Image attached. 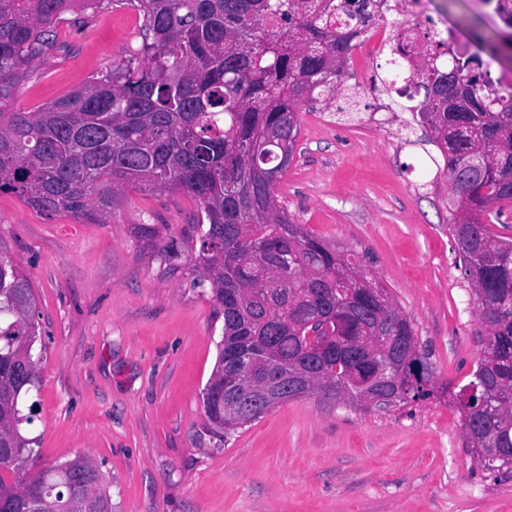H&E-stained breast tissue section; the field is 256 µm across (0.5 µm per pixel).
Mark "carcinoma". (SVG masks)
<instances>
[{
    "instance_id": "cac0c4a2",
    "label": "carcinoma",
    "mask_w": 512,
    "mask_h": 512,
    "mask_svg": "<svg viewBox=\"0 0 512 512\" xmlns=\"http://www.w3.org/2000/svg\"><path fill=\"white\" fill-rule=\"evenodd\" d=\"M104 0H0V192L42 212L105 224L128 189L178 190L202 206L193 285L209 290L223 316L222 339L203 392L213 429L229 434L224 353L264 354L252 376L274 368L310 375L312 392L338 401V375L305 347L298 326L314 316L359 310L343 345L361 361L379 341L406 345L393 387L401 405L427 395L409 315L352 256L329 248L281 205L266 171L294 156L299 111L314 93L341 82L354 40L380 20V0H136L145 64L115 67L41 112L4 106L34 61L55 47L52 25ZM512 49L489 29L476 55L453 66L415 67L424 91L417 109L448 172L450 232L473 286L485 329L473 380L460 396L465 446L488 470L512 469V239L483 215L512 203V103L494 106L477 77H459L479 52ZM454 82H448V75ZM35 295L27 274L0 243V512H95L110 478L78 454L25 476L33 439L21 399L38 385ZM13 473V483L3 474Z\"/></svg>"
}]
</instances>
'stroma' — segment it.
<instances>
[{
  "label": "stroma",
  "mask_w": 512,
  "mask_h": 512,
  "mask_svg": "<svg viewBox=\"0 0 512 512\" xmlns=\"http://www.w3.org/2000/svg\"><path fill=\"white\" fill-rule=\"evenodd\" d=\"M142 21L128 0L65 14L14 106L38 112L140 64ZM379 99L380 127L349 71L306 103L276 193L410 316L427 396L389 410L301 398L216 436L201 394L223 318L191 283L198 201L130 189L109 223L80 224L0 192V241L31 281L41 337L28 471L89 455L115 512H512V470L483 468L461 428L485 330L448 231V174L415 114Z\"/></svg>",
  "instance_id": "35a3bbf8"
}]
</instances>
